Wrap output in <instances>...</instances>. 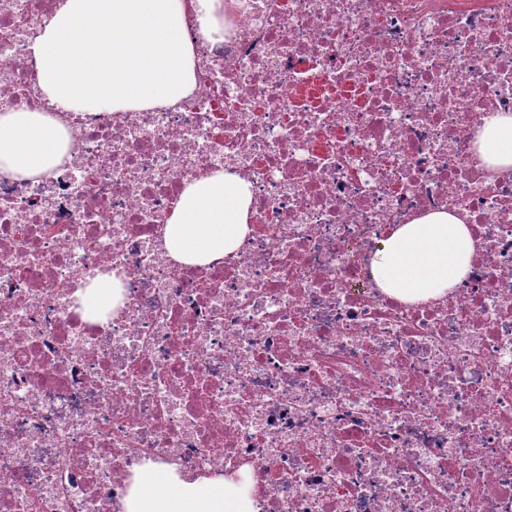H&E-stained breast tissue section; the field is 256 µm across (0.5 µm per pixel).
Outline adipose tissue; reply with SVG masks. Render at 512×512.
Masks as SVG:
<instances>
[{
    "label": "adipose tissue",
    "instance_id": "ef3b65f1",
    "mask_svg": "<svg viewBox=\"0 0 512 512\" xmlns=\"http://www.w3.org/2000/svg\"><path fill=\"white\" fill-rule=\"evenodd\" d=\"M205 35L222 33L223 0H60L31 45L38 89L51 110L0 109V172L35 180L66 155L71 135L62 112H127L171 105L194 89V53L185 4ZM478 152L488 166L512 168V114L491 117ZM250 185L217 171L188 184L164 226L162 244L180 264L207 265L240 248L251 227ZM476 242L448 212L392 229L370 260L375 285L406 302L444 296L470 271ZM123 299L116 278L99 276L81 295L98 317ZM120 512H257L241 486L182 472L173 462L135 467Z\"/></svg>",
    "mask_w": 512,
    "mask_h": 512
}]
</instances>
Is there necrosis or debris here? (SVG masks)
I'll return each mask as SVG.
<instances>
[{"mask_svg":"<svg viewBox=\"0 0 512 512\" xmlns=\"http://www.w3.org/2000/svg\"><path fill=\"white\" fill-rule=\"evenodd\" d=\"M59 0L0 7V108L47 111L30 42ZM195 88L63 112L69 158L0 174V512H118L174 460L258 512H512V170L476 142L512 113V0H224L187 12ZM250 185L251 233L208 265L159 237L186 184ZM447 211L479 246L448 294L366 271ZM123 285L103 321L78 293ZM201 31L208 37L221 34L224 27L222 0H192Z\"/></svg>","mask_w":512,"mask_h":512,"instance_id":"necrosis-or-debris-1","label":"necrosis or debris"}]
</instances>
